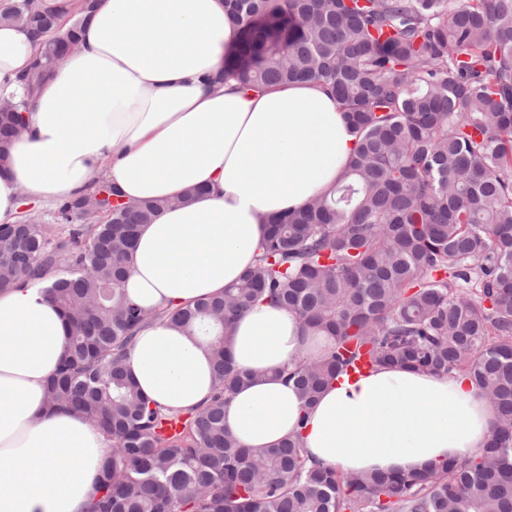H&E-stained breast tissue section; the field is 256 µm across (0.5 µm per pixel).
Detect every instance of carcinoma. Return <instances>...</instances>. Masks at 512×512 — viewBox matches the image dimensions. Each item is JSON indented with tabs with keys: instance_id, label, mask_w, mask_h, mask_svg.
I'll use <instances>...</instances> for the list:
<instances>
[{
	"instance_id": "obj_1",
	"label": "carcinoma",
	"mask_w": 512,
	"mask_h": 512,
	"mask_svg": "<svg viewBox=\"0 0 512 512\" xmlns=\"http://www.w3.org/2000/svg\"><path fill=\"white\" fill-rule=\"evenodd\" d=\"M24 0L0 23L39 43L26 95L89 19ZM238 42L217 80L311 81L336 96L358 139L330 192L268 225L255 265L224 294L147 317L122 289L137 229L167 205L99 186L59 203L56 223L0 224V289L32 285L65 314L67 355L47 405L101 428L100 495L90 512H512V0H224ZM22 127L0 112V161ZM273 303L327 330L320 359L293 362L304 407L345 372L404 366L465 375L496 411L487 448L404 475L338 473L301 433L245 448L224 405L251 374L225 342L241 311ZM156 319L199 330L214 391L183 413L151 406L127 379L137 332Z\"/></svg>"
}]
</instances>
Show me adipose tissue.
<instances>
[{
  "instance_id": "ef3b65f1",
  "label": "adipose tissue",
  "mask_w": 512,
  "mask_h": 512,
  "mask_svg": "<svg viewBox=\"0 0 512 512\" xmlns=\"http://www.w3.org/2000/svg\"><path fill=\"white\" fill-rule=\"evenodd\" d=\"M235 40L224 0H98L0 165V224L18 220L21 194L48 205L96 182L129 204L169 199L139 229L125 292L152 312L222 293L254 264L266 224L329 191L355 149L335 97L319 86L212 83ZM34 54L24 28L0 25V97L21 100L14 79ZM67 336L37 289L0 290V512H88L98 495L106 437L46 406ZM332 343L267 303L236 319L228 349L254 377L225 423L243 445L273 447L303 417L309 457L344 473H413L486 447L495 410L465 376L344 374L303 412L272 371L320 358ZM127 371L151 405L173 411L213 391L205 338L160 321L136 334Z\"/></svg>"
}]
</instances>
